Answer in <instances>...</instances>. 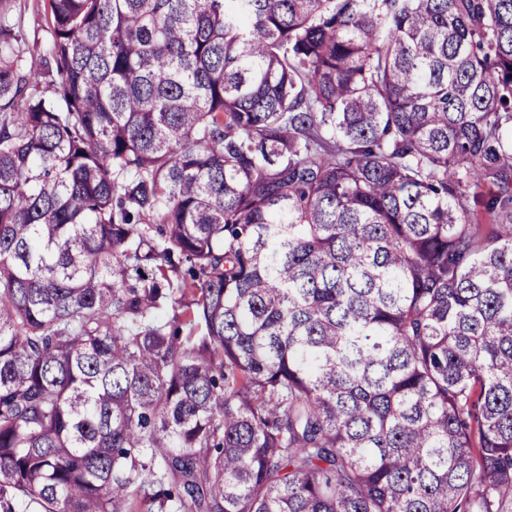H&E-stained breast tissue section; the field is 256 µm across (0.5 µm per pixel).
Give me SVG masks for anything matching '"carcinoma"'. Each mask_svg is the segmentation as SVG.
I'll return each mask as SVG.
<instances>
[{
	"label": "carcinoma",
	"mask_w": 512,
	"mask_h": 512,
	"mask_svg": "<svg viewBox=\"0 0 512 512\" xmlns=\"http://www.w3.org/2000/svg\"><path fill=\"white\" fill-rule=\"evenodd\" d=\"M43 7L0 512H512V0Z\"/></svg>",
	"instance_id": "1"
}]
</instances>
